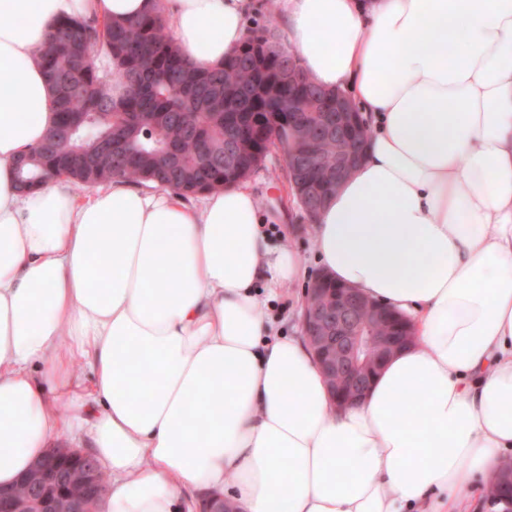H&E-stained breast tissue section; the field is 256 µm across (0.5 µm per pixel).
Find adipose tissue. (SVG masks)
Here are the masks:
<instances>
[{"label":"adipose tissue","mask_w":512,"mask_h":512,"mask_svg":"<svg viewBox=\"0 0 512 512\" xmlns=\"http://www.w3.org/2000/svg\"><path fill=\"white\" fill-rule=\"evenodd\" d=\"M279 2L281 43L371 129L313 219L321 270L415 342L335 408L305 338L267 314L305 267L245 185L195 206L119 179L21 191L15 162L57 119L36 61L50 25L154 0H0V486L65 436L110 475L99 512H193L194 492L237 512H469L512 449V0ZM252 8L165 0L202 67Z\"/></svg>","instance_id":"1"}]
</instances>
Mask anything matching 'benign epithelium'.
<instances>
[{
	"label": "benign epithelium",
	"mask_w": 512,
	"mask_h": 512,
	"mask_svg": "<svg viewBox=\"0 0 512 512\" xmlns=\"http://www.w3.org/2000/svg\"><path fill=\"white\" fill-rule=\"evenodd\" d=\"M330 110L336 113V139L340 151L331 171L329 186L340 185L360 163L366 150L363 124L355 103L336 92ZM301 125L290 122L281 131L280 147L288 176L296 187L299 200L314 201L323 207L328 195L306 180L311 157L291 148ZM365 312L370 321L358 318ZM404 317L352 288L338 286L326 274L316 275L306 289L302 328L323 374L329 379L333 403L344 407L360 399L370 388L372 376L398 350L407 345L401 332ZM392 323L395 334L377 335L373 328ZM370 351V363L362 359ZM30 490L0 491V512H96L94 506L104 493L98 465L86 461L85 453L58 444L36 460L21 480Z\"/></svg>",
	"instance_id": "7a95c632"
}]
</instances>
